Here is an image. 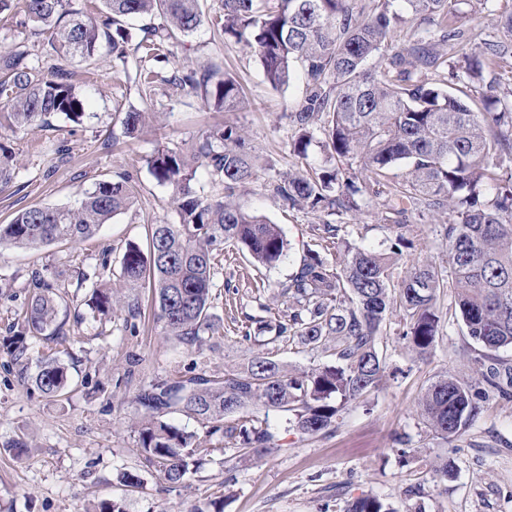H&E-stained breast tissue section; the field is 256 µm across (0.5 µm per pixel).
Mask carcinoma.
I'll list each match as a JSON object with an SVG mask.
<instances>
[{
    "mask_svg": "<svg viewBox=\"0 0 512 512\" xmlns=\"http://www.w3.org/2000/svg\"><path fill=\"white\" fill-rule=\"evenodd\" d=\"M98 13L82 14L73 0H0V13L21 9L49 34L56 63L39 64L18 46L0 52V123L36 126L61 112L74 120L85 103L70 82L66 62L89 60L100 40L111 44L112 60L125 61L133 33L142 20L134 52L146 90L158 82L170 97H197L208 107L229 112L242 103L241 86L212 63L171 76L148 68L164 47L188 38L204 22L221 29L253 53L265 81L274 89L287 85L302 68L307 94L288 113L295 132L293 152L307 158L316 135L336 160L332 169H299L268 180V188L290 209L339 218L366 206L368 196H385L378 221L395 240L389 251H375L348 239V222H322L321 238L336 246V262L306 249L298 271L280 285L286 299L283 319L264 325L273 339L290 334L324 349L332 364L290 370L269 356H255L244 369L222 376L202 374L157 378L141 386L134 403L146 466L176 487L198 468L197 436L167 422L182 413L213 431L224 430L240 460L279 447L269 412L284 414L286 427L314 436L336 426L345 406L378 389L385 378L379 356L391 305L404 312L399 335L419 354L433 349L442 327L439 300L453 288L468 335L483 348L473 358L477 379L443 375L420 401L421 416L442 439H458L480 414L488 393L512 396V369L486 365L490 353L512 349V173L501 172L512 160V94L500 93L501 75L512 68V12L495 19L498 35L476 38L459 10L461 0H371L370 10L356 11L353 0H221L204 16L200 0H100ZM420 30L403 45L395 30L407 21ZM456 56H448V47ZM380 68H366L372 57ZM455 74L448 84L446 75ZM154 119L145 110L125 113L123 134L133 140ZM149 166L155 179L171 190L174 223L150 225L149 249L129 244L120 260L119 287L149 288L158 304V322L168 336L202 345L213 327L212 289L215 260L224 244L241 247L254 263L272 267L288 253L282 230L243 209L238 189L256 179V169L241 129L225 123L207 129L191 151L160 145ZM405 167L400 178L394 169ZM203 170L223 186L224 196L208 198L196 189ZM15 179L11 152L0 146V189ZM136 188L125 177L100 181L74 207L31 206L0 224V249H37L92 237L112 217L133 207ZM448 213V275L429 263L399 274L410 218ZM93 293L78 322L102 323L114 305L107 268L81 274ZM36 292L27 304L10 351L26 355L27 340L64 344L71 340L58 321L62 297L55 277L34 279ZM48 396L71 387L69 367L40 360L29 376ZM344 512H394L382 498L366 495L347 502Z\"/></svg>",
    "mask_w": 512,
    "mask_h": 512,
    "instance_id": "carcinoma-1",
    "label": "carcinoma"
}]
</instances>
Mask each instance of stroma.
<instances>
[{"label":"stroma","instance_id":"1","mask_svg":"<svg viewBox=\"0 0 512 512\" xmlns=\"http://www.w3.org/2000/svg\"><path fill=\"white\" fill-rule=\"evenodd\" d=\"M19 44L45 61L54 59L36 24L15 10L1 13L0 51ZM171 51L170 63L161 68L166 76L207 60L222 64L243 88L238 110L213 112L198 98L174 101L160 90L145 94L134 67L109 65L104 45L97 60L69 65L72 84L90 102L81 121L55 113L33 128H0V145L17 161L14 182L0 191V224L30 206L76 205L102 180L127 176L138 190L134 206L90 239L0 250V512H86L102 499L124 501L127 512H343L347 501L367 494L382 497L395 512H512V399L491 395L468 431L452 442L437 437L419 415L418 402L435 376H465L478 349L448 295L441 300L444 327L423 357L397 335L403 315L393 310L379 344L386 378L367 403L348 407L337 429L304 437L282 431V413H270L271 424L281 429L279 449L244 463L236 449L225 447L223 433H208L205 425L177 413L170 421L196 434L201 467L172 489L145 466L137 436L128 428L137 389L190 369L220 376L244 367L260 348L242 341L243 330L259 333L261 321L277 318L284 308L281 284L297 271L305 249L321 243L319 217L284 208L263 185L299 163L287 115L305 94L302 74L282 88L270 87L256 56L208 24L172 44ZM132 109L156 113L161 130L125 138L121 121ZM224 121L243 128L246 146L257 157L259 179L238 201L281 227L287 257L258 271L248 255L225 245L215 265V327L199 348L163 333L147 288L134 293L136 318L115 310L100 335L77 324V310L91 295L81 271L103 264L118 270L127 244L148 246L149 224L177 219L169 188L150 172L154 150L162 144L191 150L202 130ZM383 204V198H371L348 226L353 239L375 250L390 245L391 233L377 219ZM446 222L443 215L427 218L415 249L399 256V270L418 262L447 267ZM38 272L57 275L66 300L60 317L72 342L63 347L41 340L30 355L55 354L67 361L73 390L65 398L35 391L1 348L26 308ZM18 438L27 444L19 456L8 447ZM442 457L452 472L439 482L433 469ZM125 471L138 474L142 488L125 487L120 481Z\"/></svg>","mask_w":512,"mask_h":512}]
</instances>
